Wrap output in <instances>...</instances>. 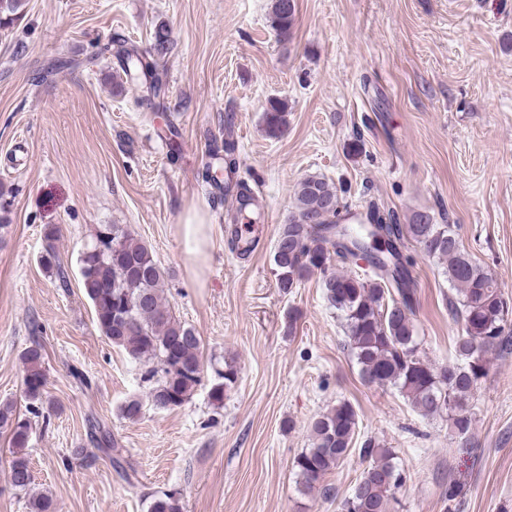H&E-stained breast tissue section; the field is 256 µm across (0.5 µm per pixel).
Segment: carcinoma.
Listing matches in <instances>:
<instances>
[{"instance_id": "1", "label": "carcinoma", "mask_w": 512, "mask_h": 512, "mask_svg": "<svg viewBox=\"0 0 512 512\" xmlns=\"http://www.w3.org/2000/svg\"><path fill=\"white\" fill-rule=\"evenodd\" d=\"M297 16V0H272L269 23L286 35ZM168 29L158 28L152 44L140 50L115 38L103 50H115L121 69L132 82L145 84L150 94L162 91L160 60L171 50ZM266 133L281 135L287 127V112L277 101L264 113ZM211 162L202 171L203 181L228 194L238 183L231 181L237 168L235 148L229 142L213 145ZM296 206L276 239L273 261L277 286L292 292L302 281L318 273L328 306L343 320L345 336L361 379L368 384L395 386L411 406L424 416L448 414L453 430L463 435L471 426L468 403L478 381L487 375L488 354L512 345L508 327L509 305L496 278L460 245L454 226L435 224L427 213H416L409 224H400L392 213L372 204L367 222L343 224L336 186L310 176L295 191ZM61 230L56 224L44 228L42 265L64 277L56 242ZM413 241L428 256L447 263L446 275L456 297L449 301L461 324L456 341L460 362L435 364L420 355L413 322L417 283L413 263L405 254ZM351 257L369 263L370 271L359 275L343 268ZM80 288L91 302L98 328L113 345L136 362L149 365L148 393L158 409L184 405L204 377L202 340L195 329L173 314L162 296L163 271L148 247L123 224H99L82 251ZM25 366V397L43 401L46 375L41 345L22 355ZM210 387L212 404L222 406L224 394L234 389L240 368L233 358L213 366ZM141 399L133 397L120 409L122 418L136 421L142 413ZM357 414L346 401L319 415L312 424V447L294 459L300 491L304 495L326 492L324 477L351 453ZM0 428L10 435L13 459L11 484L25 489L31 484L29 447L31 421L16 413L9 403L0 406ZM364 468L342 502V512H390L403 485V472L394 452L370 439L358 448ZM180 494L156 497L149 512H182Z\"/></svg>"}]
</instances>
